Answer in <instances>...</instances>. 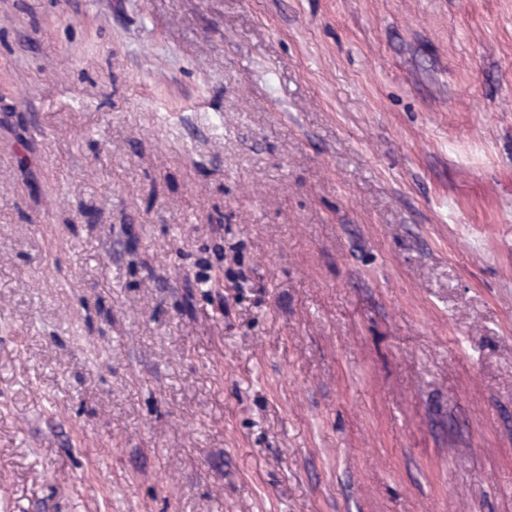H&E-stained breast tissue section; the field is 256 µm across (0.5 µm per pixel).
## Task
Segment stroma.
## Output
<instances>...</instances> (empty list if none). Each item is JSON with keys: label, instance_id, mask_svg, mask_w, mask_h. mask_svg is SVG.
I'll list each match as a JSON object with an SVG mask.
<instances>
[{"label": "stroma", "instance_id": "obj_1", "mask_svg": "<svg viewBox=\"0 0 512 512\" xmlns=\"http://www.w3.org/2000/svg\"><path fill=\"white\" fill-rule=\"evenodd\" d=\"M0 512H512V0H0Z\"/></svg>", "mask_w": 512, "mask_h": 512}]
</instances>
